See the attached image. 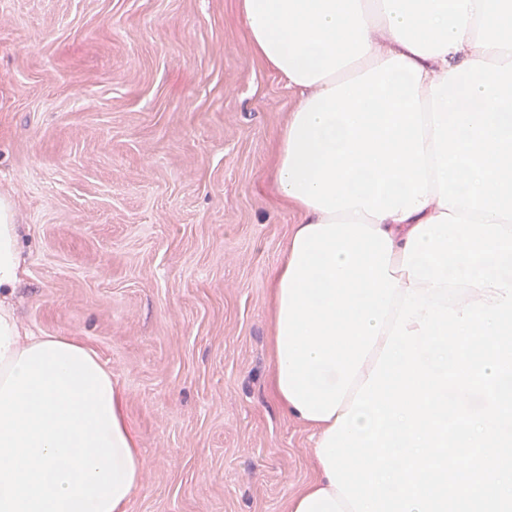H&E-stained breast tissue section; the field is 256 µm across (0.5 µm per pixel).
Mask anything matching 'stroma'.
<instances>
[{
	"mask_svg": "<svg viewBox=\"0 0 512 512\" xmlns=\"http://www.w3.org/2000/svg\"><path fill=\"white\" fill-rule=\"evenodd\" d=\"M293 92L238 0H0L23 327L96 350L145 461L127 512H287L311 429L269 387Z\"/></svg>",
	"mask_w": 512,
	"mask_h": 512,
	"instance_id": "35a3bbf8",
	"label": "stroma"
}]
</instances>
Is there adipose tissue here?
<instances>
[{
    "mask_svg": "<svg viewBox=\"0 0 512 512\" xmlns=\"http://www.w3.org/2000/svg\"><path fill=\"white\" fill-rule=\"evenodd\" d=\"M253 51L296 93L294 111L323 90L387 59L421 70L420 97L466 61H491L468 20L459 49L419 56L390 31L382 0H240ZM439 195L403 221L367 217L392 241L389 273L403 270L411 231L440 216ZM18 226L0 197V512H127L145 462L122 388L89 346L22 330L10 298L21 277Z\"/></svg>",
    "mask_w": 512,
    "mask_h": 512,
    "instance_id": "adipose-tissue-1",
    "label": "adipose tissue"
}]
</instances>
